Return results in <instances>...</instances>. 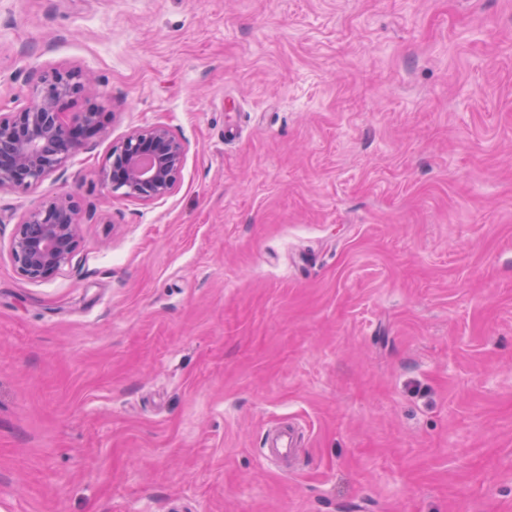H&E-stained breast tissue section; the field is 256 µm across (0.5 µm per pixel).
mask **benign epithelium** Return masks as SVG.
Instances as JSON below:
<instances>
[{
  "label": "benign epithelium",
  "instance_id": "7a95c632",
  "mask_svg": "<svg viewBox=\"0 0 512 512\" xmlns=\"http://www.w3.org/2000/svg\"><path fill=\"white\" fill-rule=\"evenodd\" d=\"M88 102L76 122L63 121L69 99ZM101 91L90 72L55 70L28 86L25 104L0 114V193L29 189L58 171L84 140L105 130ZM186 148L170 129L153 124L132 131L112 147L100 172L112 194L153 202L178 186ZM82 208L68 193L52 196L29 210L16 224L9 252L17 269L32 282H45L68 265L80 243Z\"/></svg>",
  "mask_w": 512,
  "mask_h": 512
}]
</instances>
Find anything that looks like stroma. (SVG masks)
I'll return each mask as SVG.
<instances>
[{
	"mask_svg": "<svg viewBox=\"0 0 512 512\" xmlns=\"http://www.w3.org/2000/svg\"><path fill=\"white\" fill-rule=\"evenodd\" d=\"M60 67L108 119L0 193V512H512V0H0V113ZM156 123L175 192L108 193ZM185 155L184 143L167 126L149 125L113 146L100 180L112 194L142 202L160 200L177 188ZM82 208L68 193L52 196L16 224L9 252L17 269L32 282H45L68 265L80 243ZM296 446L297 430L294 427H279L267 433L262 454L271 461L280 462L283 468L288 470L284 462L293 454Z\"/></svg>",
	"mask_w": 512,
	"mask_h": 512,
	"instance_id": "obj_1",
	"label": "stroma"
}]
</instances>
